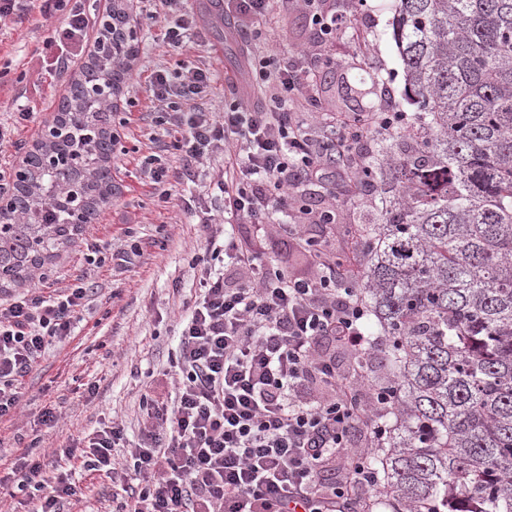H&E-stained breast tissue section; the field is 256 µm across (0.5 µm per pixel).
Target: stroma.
<instances>
[{"instance_id":"1","label":"stroma","mask_w":512,"mask_h":512,"mask_svg":"<svg viewBox=\"0 0 512 512\" xmlns=\"http://www.w3.org/2000/svg\"><path fill=\"white\" fill-rule=\"evenodd\" d=\"M394 12L390 0H366L359 7L354 27L370 44L362 53L350 36L328 46L336 67L321 73L313 92L319 108L336 112H413L405 95V76L392 37ZM54 21L30 12L22 24L0 23V124L10 125L11 114L24 106L35 112L19 137L22 148H32L40 138L50 106L58 102L76 69L64 77L52 72L51 58H34L33 52L50 36ZM163 20L139 15L136 27L138 54L130 77L117 97L112 129L119 135L118 151L112 158V196L97 223L77 232L56 255L34 269L31 287L49 292L85 282L92 293L79 307L74 334L63 342H52L32 370L21 380V408L13 417L0 420V470L11 467L16 456L34 447L47 476L57 466L67 468L80 487L77 500L64 512H112L121 494L120 485L106 475L87 470L80 460L56 463L54 449L87 447L96 431L121 421L128 440H139L141 398L145 393L168 397L172 390L170 354L175 346L177 323L190 308L199 289L200 270L207 257V243L195 222L196 212L219 206L210 186L218 179L223 158L212 159L199 177L183 173L179 152L168 149L167 127L151 100L149 80L153 72L176 73L178 61L209 69L213 83L205 100L211 112L223 111L239 81L242 66L238 55L241 40L257 35L256 52L275 50L280 61L291 58L305 43L310 31L308 16L294 0H279L276 12L266 20H238L225 16L223 49L214 51L209 40L186 41L179 51L163 42ZM42 74V95H24L25 77ZM161 153L169 169V196H161L146 185L141 170L145 156ZM311 206L335 204L336 225L317 227L319 238L331 249H343L349 232L378 221V210L363 195L332 201L325 190L315 187L307 194ZM244 250L260 249L298 275L313 268L297 240L280 225L256 233L244 225L236 233ZM97 240L104 255L138 246L141 255L127 269L111 262L87 264L86 243ZM60 412L57 426L41 425L43 409Z\"/></svg>"}]
</instances>
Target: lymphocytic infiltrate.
Here are the masks:
<instances>
[{
  "label": "lymphocytic infiltrate",
  "mask_w": 512,
  "mask_h": 512,
  "mask_svg": "<svg viewBox=\"0 0 512 512\" xmlns=\"http://www.w3.org/2000/svg\"><path fill=\"white\" fill-rule=\"evenodd\" d=\"M319 44L335 42L344 17L327 0H299ZM37 9L61 17L42 55L54 56L56 73L72 63L73 49L99 21L82 0H0V20ZM241 51L255 70L257 86L269 88V106L250 107L244 99L208 112L198 102L208 93L212 74L186 67L180 83L155 71L152 99L168 108L171 148L186 168L224 156L216 181L222 201L216 213L200 219L212 257L222 267L204 266L200 293L182 320L171 363L177 370L173 398L143 395L141 441L133 451L131 488L122 512H348L369 505L378 476L366 451L382 439L383 419L395 404V391L373 384L366 373L372 339L368 309L356 288L359 239L334 255L308 240L312 276L299 277L242 250L235 225L268 224L294 211L298 224H332L336 212L302 204L307 186L333 195H354L369 169L361 146L373 132L390 131L400 112L321 117L301 111L300 89L309 87L317 67L281 63ZM85 283L44 296L39 290L0 302V418L20 404L19 380L29 373L46 345L73 333L72 318L88 296ZM350 358L336 361L337 350ZM123 427L99 431L88 449H60V456L82 458L87 469H108ZM336 468L337 479L322 476ZM40 460L24 453L7 474L35 503L33 512H62L75 495L69 479L47 483Z\"/></svg>",
  "instance_id": "f902f5d3"
}]
</instances>
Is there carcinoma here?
I'll list each match as a JSON object with an SVG mask.
<instances>
[{
	"mask_svg": "<svg viewBox=\"0 0 512 512\" xmlns=\"http://www.w3.org/2000/svg\"><path fill=\"white\" fill-rule=\"evenodd\" d=\"M393 7L416 112L364 175L381 211L360 227L357 282L397 398L372 456L377 496L389 512H512V0ZM112 19L108 38L137 54L124 13ZM123 82L119 60H97L66 87L58 112L85 135L81 159L50 170L28 152L11 195L21 219L0 224V288L28 283L80 228L65 187H80L85 224L109 203L112 114L91 88Z\"/></svg>",
	"mask_w": 512,
	"mask_h": 512,
	"instance_id": "1",
	"label": "carcinoma"
}]
</instances>
